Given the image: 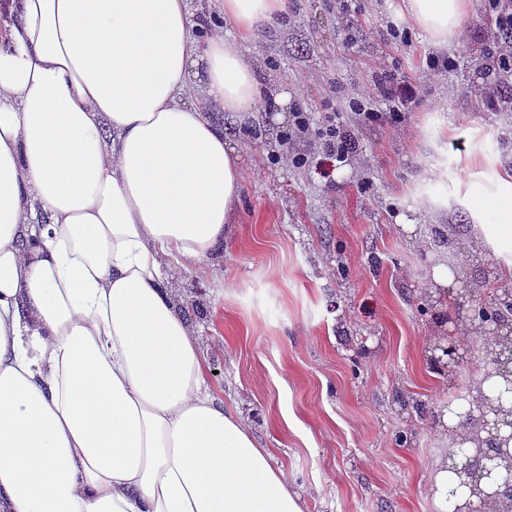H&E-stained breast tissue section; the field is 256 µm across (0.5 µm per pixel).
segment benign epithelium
<instances>
[{"mask_svg":"<svg viewBox=\"0 0 512 512\" xmlns=\"http://www.w3.org/2000/svg\"><path fill=\"white\" fill-rule=\"evenodd\" d=\"M453 301L457 305H471L472 318L481 323L483 333L496 336L505 327L501 315L505 310L512 311V293L508 295L495 294L479 306L472 305L469 290L462 288L454 294ZM470 350L452 335L443 337L429 347L428 360L430 365L447 370L450 366L456 367L463 363V358ZM512 401V381L507 385H497L490 394L483 396L476 406L462 411L456 407L448 408V412L461 419L476 420L480 429L488 435V440L497 446V455L509 456L512 453L507 445L512 443V419L501 413V403ZM483 451L481 444L475 440L460 439V448L448 457V470L458 480L455 488L448 491V499L458 497V491L464 492L475 487L485 488L490 497L498 499L512 495V467L503 468L496 461L488 460L481 466H476V454Z\"/></svg>","mask_w":512,"mask_h":512,"instance_id":"7a95c632","label":"benign epithelium"}]
</instances>
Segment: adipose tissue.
<instances>
[{
	"label": "adipose tissue",
	"mask_w": 512,
	"mask_h": 512,
	"mask_svg": "<svg viewBox=\"0 0 512 512\" xmlns=\"http://www.w3.org/2000/svg\"><path fill=\"white\" fill-rule=\"evenodd\" d=\"M218 2L208 30L186 0H0V512H305L175 286L242 179L209 108L250 117L241 47L285 8ZM402 6L436 46L470 13Z\"/></svg>",
	"instance_id": "1"
}]
</instances>
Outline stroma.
I'll list each match as a JSON object with an SVG mask.
<instances>
[{
    "instance_id": "1",
    "label": "stroma",
    "mask_w": 512,
    "mask_h": 512,
    "mask_svg": "<svg viewBox=\"0 0 512 512\" xmlns=\"http://www.w3.org/2000/svg\"><path fill=\"white\" fill-rule=\"evenodd\" d=\"M355 6L288 0L246 45L261 86L290 105L244 126L215 111L239 145V200L223 244L180 266L179 286L199 311L212 394L247 419L306 512H440L428 482L449 442L434 416L487 362L433 370L435 337L476 341L465 312L424 300L438 265L470 289L512 269V226L485 203L512 172V112L470 102L493 38L478 7L463 37L436 47L412 27L389 35L401 0ZM386 71L415 81L418 100L398 121L363 124L348 101H382ZM297 110L337 117L356 152L340 163L310 138L294 142L309 158L294 165L283 138Z\"/></svg>"
}]
</instances>
